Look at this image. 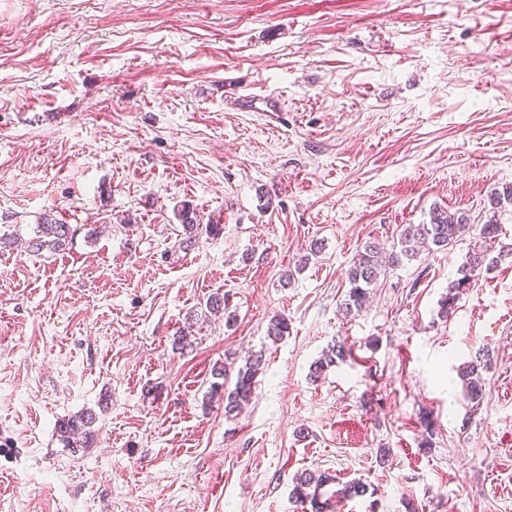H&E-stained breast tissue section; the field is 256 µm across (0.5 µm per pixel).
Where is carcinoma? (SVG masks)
Returning <instances> with one entry per match:
<instances>
[{"label": "carcinoma", "instance_id": "cac0c4a2", "mask_svg": "<svg viewBox=\"0 0 512 512\" xmlns=\"http://www.w3.org/2000/svg\"><path fill=\"white\" fill-rule=\"evenodd\" d=\"M501 232V225L495 221L470 224L463 213H451L446 209L436 208L431 212L428 223L401 226L399 251L393 250L388 253L381 244L371 242L358 252L346 272L349 291L344 300L343 309L348 314L360 311L370 294V288L376 285L381 272L386 268L399 267L403 261H410L423 251L446 249L469 235L474 240L473 248L468 250L465 261L458 267L455 279L448 284L447 293L439 304L440 315L448 317L452 315L460 295L476 285L482 270L490 271L503 259L512 255V248H502L497 254H492V247L498 241ZM72 237L71 225L46 219L36 226V236L29 241V246L37 250L46 248L60 251L68 245ZM288 329V319L278 316L270 321L267 336L277 341L288 333ZM349 355V349L342 343L328 346L314 362L312 375L318 376L325 369L345 361ZM261 365L262 354L248 355L244 366L238 370L232 389L226 388L225 383L221 382L226 375L225 366L212 369V377L215 381L211 384V391L224 389L225 414L230 415L238 411L250 400L253 379ZM484 368L486 363L476 359L459 371L464 397L473 408L479 406L483 399L482 371ZM87 424L88 420L83 416L69 418L58 423L56 433L64 446L70 448L85 438ZM333 482L334 477L327 472L300 474L296 477L294 488L296 502L301 507L310 506L311 512H330L329 499L322 498L321 490Z\"/></svg>", "mask_w": 512, "mask_h": 512}]
</instances>
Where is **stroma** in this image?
<instances>
[{
    "label": "stroma",
    "mask_w": 512,
    "mask_h": 512,
    "mask_svg": "<svg viewBox=\"0 0 512 512\" xmlns=\"http://www.w3.org/2000/svg\"><path fill=\"white\" fill-rule=\"evenodd\" d=\"M270 92L276 121L235 107ZM508 185L512 0H0V512H295L304 471L368 485L332 512H512V258L446 319L465 240L341 308L433 208L512 245ZM46 217L64 250L29 248ZM249 351L225 415L211 370ZM350 355L349 349L343 343H335L328 346L314 362L311 374L318 377L325 369L336 366L341 361H345ZM262 354L251 353L245 358V364L238 370L237 379L233 389L225 387V381H214L211 384V393L217 392L218 389L224 387V413L232 415L238 411L242 405L250 400L252 394V384L256 373L262 365ZM481 359V357H476V360L470 361L458 373L462 381L464 397L468 404H471L470 408L476 407V409L483 399L482 371L487 365V360L482 363ZM87 424L85 416L69 418L58 423L56 433L66 448H73L85 438Z\"/></svg>",
    "instance_id": "obj_1"
}]
</instances>
